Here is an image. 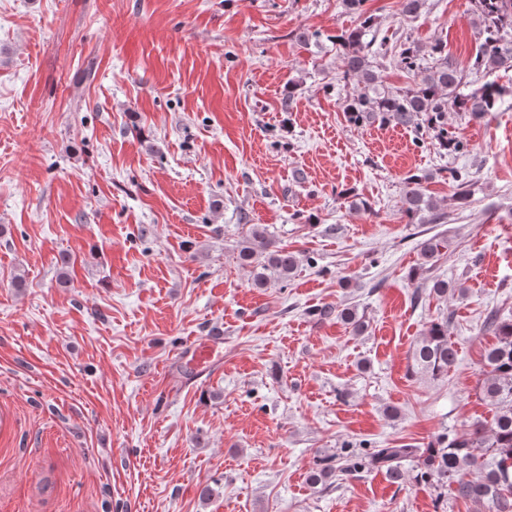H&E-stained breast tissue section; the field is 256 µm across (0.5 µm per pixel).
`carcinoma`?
Listing matches in <instances>:
<instances>
[{
	"mask_svg": "<svg viewBox=\"0 0 512 512\" xmlns=\"http://www.w3.org/2000/svg\"><path fill=\"white\" fill-rule=\"evenodd\" d=\"M477 24L482 41L473 56L472 69L484 72L512 71V0H477ZM365 0H343L347 10L360 16L358 26L343 30L332 40L343 47L342 79L356 80L357 94L345 101L346 119L358 126L379 122L381 125L415 127L431 139V144L448 155L466 151V143L448 127L446 116L462 112L477 119L493 111L505 95H512V85L489 81L468 93L460 92L462 72L448 61L442 43L430 46L436 56L435 70L418 76L423 49L414 42H405L397 51V63L418 78L414 85L398 93H386L378 87L374 63L385 45L386 37L378 36L379 22L366 14ZM449 180L455 184L459 200L469 198V173L448 169ZM429 175L412 174L405 179L402 211L410 224H443L448 215L426 193L424 182ZM446 247V240L437 236L419 243L423 264L434 261ZM238 265L247 268L251 287L266 288L273 282L290 278L297 267L294 253L274 245L265 227L252 225L237 253ZM311 316L327 319L332 316L361 334L368 329L366 316L355 307L334 309L322 306ZM485 327L496 342L485 348L484 369L480 390L492 401L494 413L490 423L477 421L463 432L443 433L426 447L403 444L398 448H375L368 454L369 464L386 471L390 478L403 479V464L417 460L414 479L427 482L438 490V501L460 499L486 509V512H512V318L490 312ZM457 351L448 339V321L431 322L412 349V369L434 379L448 376ZM357 464L336 467L333 458L318 461L309 473L313 485L324 483L335 472L356 470Z\"/></svg>",
	"mask_w": 512,
	"mask_h": 512,
	"instance_id": "cac0c4a2",
	"label": "carcinoma"
}]
</instances>
